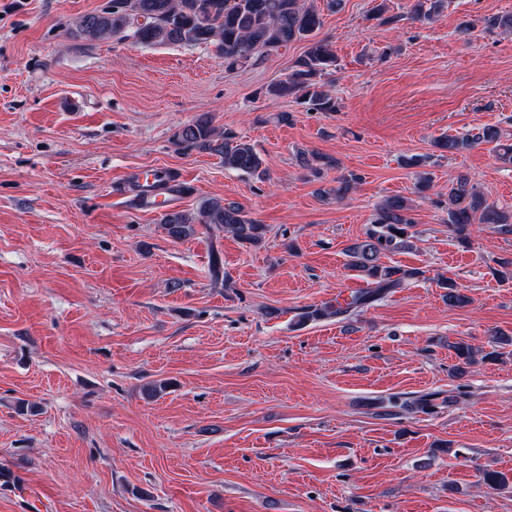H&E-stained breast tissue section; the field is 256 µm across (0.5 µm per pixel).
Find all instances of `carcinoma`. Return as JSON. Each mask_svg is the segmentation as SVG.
Masks as SVG:
<instances>
[{
  "label": "carcinoma",
  "mask_w": 512,
  "mask_h": 512,
  "mask_svg": "<svg viewBox=\"0 0 512 512\" xmlns=\"http://www.w3.org/2000/svg\"><path fill=\"white\" fill-rule=\"evenodd\" d=\"M444 2L416 0L413 16L431 21L442 12ZM481 23L489 31L512 32V15H486ZM322 24L320 11L306 0H110L100 11L80 17L71 34L88 40L133 38L144 44H213L228 71L252 62L260 51H277L292 42L307 41L305 54L285 79L267 88V94L273 99L291 98L317 112H334L336 100L323 89L322 80L336 70L337 58L329 43L318 38ZM217 137L216 129L206 119L188 124L176 134L177 141L187 148L223 154L227 167L252 176L265 173V161L253 145L231 131L224 132L221 143ZM498 139L496 128L484 127L462 137L444 136L435 142V148L454 155ZM445 208L448 227L462 242L468 240L469 226L476 220L498 225L501 233H512V212L497 208L465 175L448 188ZM408 210L401 198L385 200L377 208L375 230L348 248L349 265L370 279V290L353 296L344 306L311 308L302 319L350 316L382 292L400 287L405 278L420 274L417 269L401 270L380 263L383 253L408 245L413 227ZM161 222L174 241L196 236L201 227L229 232L256 245L265 231V226L248 217L241 205L219 199L203 202L195 215L169 210L163 213ZM443 287L447 288L448 306L461 307L469 302L454 283L447 282Z\"/></svg>",
  "instance_id": "carcinoma-1"
}]
</instances>
